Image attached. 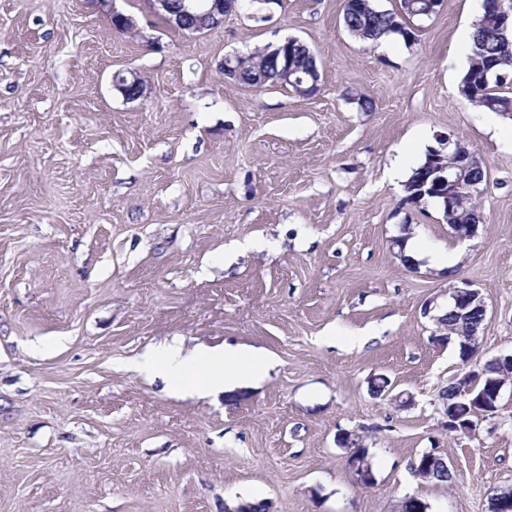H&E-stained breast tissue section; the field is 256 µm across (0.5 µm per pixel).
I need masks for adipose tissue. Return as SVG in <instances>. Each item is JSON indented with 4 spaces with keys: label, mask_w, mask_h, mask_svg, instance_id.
<instances>
[{
    "label": "adipose tissue",
    "mask_w": 512,
    "mask_h": 512,
    "mask_svg": "<svg viewBox=\"0 0 512 512\" xmlns=\"http://www.w3.org/2000/svg\"><path fill=\"white\" fill-rule=\"evenodd\" d=\"M267 367L266 358L252 353L211 348L187 353L173 343L149 347L129 365L134 373L160 377L175 388L199 394L233 390L260 377Z\"/></svg>",
    "instance_id": "ef3b65f1"
}]
</instances>
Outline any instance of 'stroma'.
<instances>
[{
  "label": "stroma",
  "instance_id": "stroma-1",
  "mask_svg": "<svg viewBox=\"0 0 512 512\" xmlns=\"http://www.w3.org/2000/svg\"><path fill=\"white\" fill-rule=\"evenodd\" d=\"M483 0H442L411 42L367 45L344 0H238L222 25L174 28L148 0H0V512H488L512 488V394L448 432L437 400L459 370L435 315L449 284L487 304L474 368L512 353V140L456 92L460 27ZM131 15L117 31L113 11ZM295 38L319 89L247 86L228 56ZM137 74L126 99L115 74ZM468 145L483 224L451 272L406 266L410 231L455 246L435 203L390 176L419 142ZM264 250H242V243ZM355 347L338 338L371 329ZM246 345L258 384L172 395L128 363L147 347ZM386 375L413 403L373 396ZM376 483L357 485L341 433ZM452 479L422 481L423 452Z\"/></svg>",
  "mask_w": 512,
  "mask_h": 512
}]
</instances>
